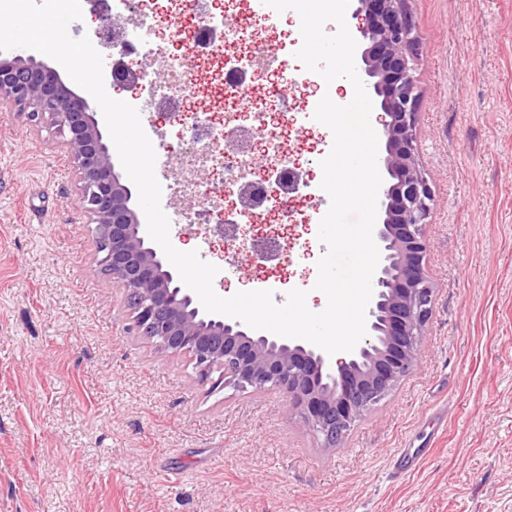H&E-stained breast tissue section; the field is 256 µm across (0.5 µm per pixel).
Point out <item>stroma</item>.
<instances>
[{
	"label": "stroma",
	"mask_w": 512,
	"mask_h": 512,
	"mask_svg": "<svg viewBox=\"0 0 512 512\" xmlns=\"http://www.w3.org/2000/svg\"><path fill=\"white\" fill-rule=\"evenodd\" d=\"M422 90L417 149L434 191L426 226L432 315L418 365L350 432L324 448L285 395L211 390L190 359L129 333L122 290L97 264L94 227L48 120L0 108V512H512V0H410ZM72 38L102 39L120 0H81ZM283 15L255 44L287 59L295 117L283 146L301 187L282 197L296 238L265 243L249 225L190 223L198 200L163 193L175 248L244 279L312 290L330 198L320 162L331 131L313 116L299 30ZM155 173L189 147L178 118L143 113ZM442 427L414 473L390 477L397 449Z\"/></svg>",
	"instance_id": "stroma-1"
}]
</instances>
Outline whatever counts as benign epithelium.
Returning <instances> with one entry per match:
<instances>
[{
  "mask_svg": "<svg viewBox=\"0 0 512 512\" xmlns=\"http://www.w3.org/2000/svg\"><path fill=\"white\" fill-rule=\"evenodd\" d=\"M355 2L360 59L384 138L382 210L373 233L380 259L366 336L334 362L306 340L258 335L238 319L208 313L176 288L139 220L132 187L116 170L96 106L44 61L0 51V106L48 117L62 139L80 176L79 206L97 230L99 266L131 300V329L162 353L188 356L199 381L213 389L280 388L324 448L342 446L417 364L434 294L425 266L433 192L416 147V23L409 0Z\"/></svg>",
  "mask_w": 512,
  "mask_h": 512,
  "instance_id": "obj_1",
  "label": "benign epithelium"
}]
</instances>
